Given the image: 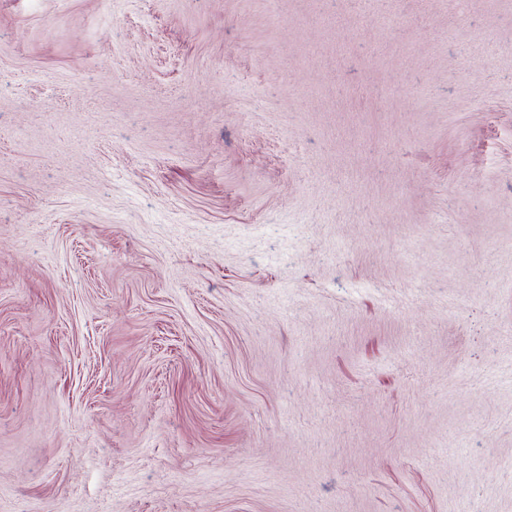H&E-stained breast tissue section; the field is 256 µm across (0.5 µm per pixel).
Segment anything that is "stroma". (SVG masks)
Listing matches in <instances>:
<instances>
[{
	"label": "stroma",
	"mask_w": 512,
	"mask_h": 512,
	"mask_svg": "<svg viewBox=\"0 0 512 512\" xmlns=\"http://www.w3.org/2000/svg\"><path fill=\"white\" fill-rule=\"evenodd\" d=\"M0 0V512H512V0Z\"/></svg>",
	"instance_id": "1"
}]
</instances>
